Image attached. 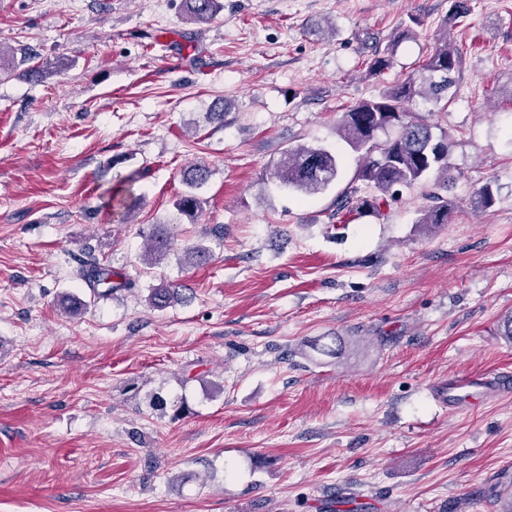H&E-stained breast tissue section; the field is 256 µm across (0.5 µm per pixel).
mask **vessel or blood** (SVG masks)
Instances as JSON below:
<instances>
[{"mask_svg": "<svg viewBox=\"0 0 512 512\" xmlns=\"http://www.w3.org/2000/svg\"><path fill=\"white\" fill-rule=\"evenodd\" d=\"M438 395L449 414L471 411L474 407L512 396V373L450 376Z\"/></svg>", "mask_w": 512, "mask_h": 512, "instance_id": "1", "label": "vessel or blood"}]
</instances>
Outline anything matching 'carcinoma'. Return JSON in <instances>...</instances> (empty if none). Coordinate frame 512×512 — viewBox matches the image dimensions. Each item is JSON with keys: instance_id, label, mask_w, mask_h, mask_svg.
<instances>
[{"instance_id": "cac0c4a2", "label": "carcinoma", "mask_w": 512, "mask_h": 512, "mask_svg": "<svg viewBox=\"0 0 512 512\" xmlns=\"http://www.w3.org/2000/svg\"><path fill=\"white\" fill-rule=\"evenodd\" d=\"M185 14L195 23L212 21L221 4L219 0H183ZM448 14L435 45L420 69L402 83L386 89L376 99L361 100L349 106L339 121V134L356 153L358 165L355 180L376 190L374 195L360 194V188L349 185L336 199V212L378 214L381 207L401 188H411L430 179L441 188H448V132L436 134L430 125L415 116L411 106L421 101L439 105L442 93L452 82V73L459 68L462 53L448 43V28L456 26L471 11V0H449ZM393 52H376L367 58V72L378 75L391 67ZM389 128L396 134L379 140L378 133ZM341 159L324 147L300 146L290 148L274 167L272 177L282 186L304 195L327 189L338 177ZM210 171L196 165L184 177L190 191L177 200L179 211L191 218L201 209V200L194 189L203 185ZM428 204L419 210L416 223L430 229L449 222L452 203L437 192L427 195ZM494 204L491 185L476 190L470 201L474 214L486 213ZM171 244L162 233L149 237L145 261L153 265L168 256ZM96 299H105L120 288L129 287L123 274L100 263L92 252L85 253L78 271ZM178 288H154L148 300L152 307L163 309L181 298Z\"/></svg>"}]
</instances>
